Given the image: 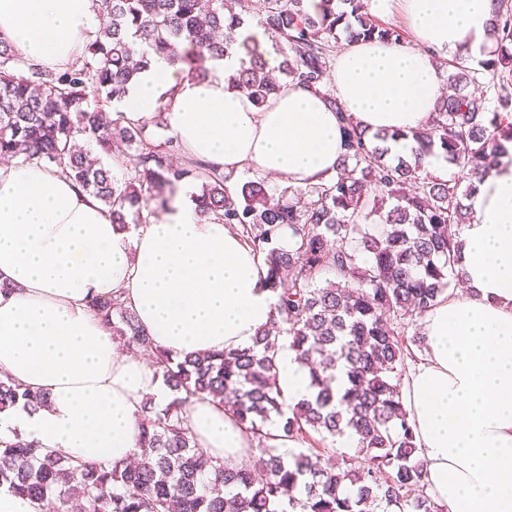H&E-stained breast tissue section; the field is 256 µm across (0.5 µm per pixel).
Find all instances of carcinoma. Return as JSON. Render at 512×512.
<instances>
[{"label": "carcinoma", "mask_w": 512, "mask_h": 512, "mask_svg": "<svg viewBox=\"0 0 512 512\" xmlns=\"http://www.w3.org/2000/svg\"><path fill=\"white\" fill-rule=\"evenodd\" d=\"M494 2V47L476 68L454 63L453 94L435 105L430 121L372 136L346 122L336 175L277 194L262 176L232 190L201 159L174 163L173 140L154 142L145 125L112 120L105 106L123 101L156 56L204 77L211 62L241 54L230 80L258 106L284 82L320 90L338 32L349 43L401 42L365 0H97V36L83 65L65 70L28 64L1 38L0 158L58 167L122 230L153 203L172 207L181 183H199L193 201L200 216L236 227L261 255L280 324L259 331L248 348L174 360L153 350L120 299L91 300L129 351H154L172 399L160 410L145 401L140 459L132 465H75L16 432L1 437L0 487L38 501L84 503L85 512H445L428 492L402 403L404 336L463 281L462 243L450 228L474 218L470 201L512 142V4ZM254 20L283 54L279 80L270 77L260 43L234 38ZM481 74L495 89L491 110L471 91ZM399 137L412 141L411 153L390 158L379 143ZM80 142L105 154L124 148V180ZM437 151L461 178L443 180L423 167ZM284 349L310 374L311 396L294 405L278 386ZM340 367L344 387L335 390ZM193 398L226 407L262 445L259 462L232 467L201 448L185 418ZM44 401L0 380V413ZM348 430L357 447L340 456L336 437ZM312 432L330 441L317 455L274 445Z\"/></svg>", "instance_id": "1"}]
</instances>
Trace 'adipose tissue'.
Wrapping results in <instances>:
<instances>
[{
    "label": "adipose tissue",
    "mask_w": 512,
    "mask_h": 512,
    "mask_svg": "<svg viewBox=\"0 0 512 512\" xmlns=\"http://www.w3.org/2000/svg\"><path fill=\"white\" fill-rule=\"evenodd\" d=\"M413 45L359 42L335 62L336 98L370 131L423 126L444 94L438 58L481 55L492 0H397ZM100 24L95 0H0V37L27 63L81 64ZM232 55L196 79L157 58L124 103L125 121L163 119L190 156L223 173L244 169L305 187L328 180L344 153L342 125L324 93L290 84L255 105L228 80ZM465 225L468 292L423 317L425 348L402 388L432 495L446 512H512V143L481 182ZM263 260L241 234L194 205L143 215L118 230L107 209L58 168L0 164V377L43 393L44 407L0 414V434L90 463L125 462L139 450L146 399L171 392L157 367L120 351L89 305L120 295L173 359L252 345L275 295ZM289 403L311 394L290 351L279 356ZM198 444L228 464L252 441L208 399L187 409Z\"/></svg>",
    "instance_id": "1"
}]
</instances>
